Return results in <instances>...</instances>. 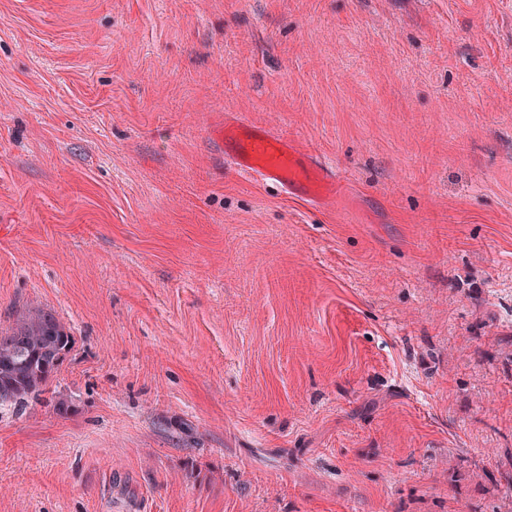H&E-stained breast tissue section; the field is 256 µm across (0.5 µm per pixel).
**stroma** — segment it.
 Masks as SVG:
<instances>
[{"label":"stroma","instance_id":"obj_1","mask_svg":"<svg viewBox=\"0 0 512 512\" xmlns=\"http://www.w3.org/2000/svg\"><path fill=\"white\" fill-rule=\"evenodd\" d=\"M37 307L0 512H512V0H0V329ZM214 137L224 143V158L240 173L275 184L306 201L325 204L342 180L333 168L285 136L243 120H224ZM70 342L65 325L49 310L21 314L0 329V386L12 390L0 405H23L41 393Z\"/></svg>","mask_w":512,"mask_h":512}]
</instances>
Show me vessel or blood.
I'll use <instances>...</instances> for the list:
<instances>
[{"label":"vessel or blood","instance_id":"obj_1","mask_svg":"<svg viewBox=\"0 0 512 512\" xmlns=\"http://www.w3.org/2000/svg\"><path fill=\"white\" fill-rule=\"evenodd\" d=\"M225 159L240 173L277 185L304 200H333L342 180L285 136L243 120H228L214 132Z\"/></svg>","mask_w":512,"mask_h":512}]
</instances>
